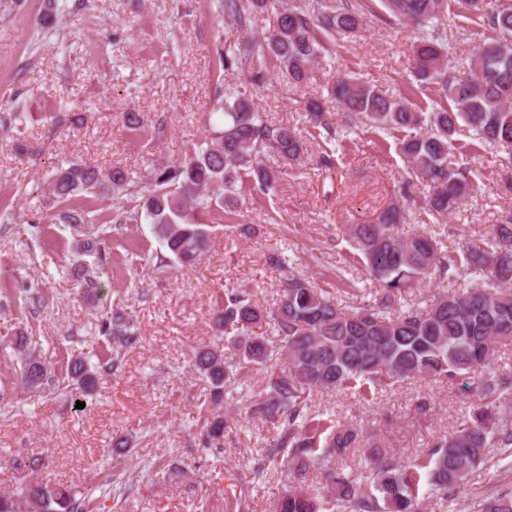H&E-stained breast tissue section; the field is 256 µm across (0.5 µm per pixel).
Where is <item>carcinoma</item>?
<instances>
[{
	"label": "carcinoma",
	"mask_w": 512,
	"mask_h": 512,
	"mask_svg": "<svg viewBox=\"0 0 512 512\" xmlns=\"http://www.w3.org/2000/svg\"><path fill=\"white\" fill-rule=\"evenodd\" d=\"M270 0H222L224 15L240 28L253 24L254 11ZM385 12L364 0H301L284 3L275 30L262 40L244 38L217 50L224 71H245L256 86L266 83L270 65L288 85L308 79L325 51L324 39L352 34L365 17L390 24L416 26L411 75L418 88L435 85L448 107H421L402 95H390L356 76L331 87L336 105L345 112L349 131L359 126L405 132L399 143L416 176L428 187L424 205L443 216L458 212L474 186L471 168L450 158L457 136L465 133L480 144L512 155V3L509 0H455L459 7L492 32L468 59L471 76L448 74V35L439 16L448 0H380ZM314 123L334 140L319 101L306 104ZM218 110L221 121L209 139L179 164L154 167L145 186L133 189L129 172L114 167L107 174L72 163L52 180L54 220L76 232L73 250L105 258L102 241L86 235L84 225L97 221L85 195L108 181L130 196L131 205L115 213L117 224H150L160 248L151 255L153 268L192 264L209 247V233L193 215L237 205L236 186L248 183L257 195L276 187L280 167L301 161L302 136L290 126L259 112L254 100L233 85L224 86ZM399 204L392 203L372 224H354L349 235L377 282L374 300L343 307L311 282L291 275L276 305L266 309L238 289L224 290V302L213 320L217 330H234L227 339L232 352L206 346L195 354L196 371L209 386V402L219 406L224 391L245 364L263 369L260 391L248 413L277 427L266 462L241 474L244 492L267 476L269 466L285 467L289 485L274 512H409L412 493L424 486L447 503L468 476L487 460L491 449L498 461L512 463V368L494 364L493 346L512 345V214L487 228L482 243L462 242L464 262L443 253L442 240L430 232L403 236ZM99 267L74 261L73 278L95 291ZM470 277L460 292L443 289L429 299L408 301L410 290L432 277ZM265 327L257 334L255 327ZM95 332L118 348L139 342L134 324L119 313L102 315ZM21 384L32 391L60 390V382L39 359L30 337H14ZM115 354L92 364L73 361L67 369L69 393L94 394L99 380L115 373ZM479 372L481 404L433 441L426 459L411 467L374 442L364 469L336 465L360 448L355 428L328 423L310 414L316 392L358 390L367 394L405 379L453 382ZM239 421L216 415L200 433V445H219ZM318 482L306 484L309 476ZM89 495L66 487L30 480L20 489L0 494V512H88ZM477 512H512V491L479 503Z\"/></svg>",
	"instance_id": "cac0c4a2"
}]
</instances>
